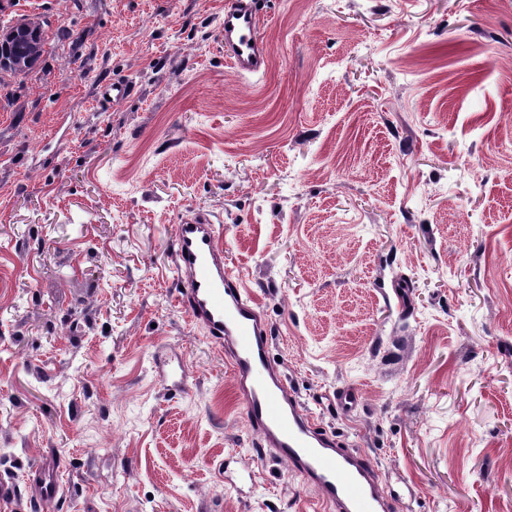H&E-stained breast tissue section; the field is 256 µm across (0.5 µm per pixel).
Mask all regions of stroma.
Masks as SVG:
<instances>
[{
	"mask_svg": "<svg viewBox=\"0 0 512 512\" xmlns=\"http://www.w3.org/2000/svg\"><path fill=\"white\" fill-rule=\"evenodd\" d=\"M224 2L0 0V26L48 21L42 64L0 77V512H32L49 453L39 512H314L175 303L196 212L395 512H512V0H261L244 76ZM111 80L130 97L98 104ZM155 357L162 364L164 375L171 385L184 391L188 376L183 357L167 350H159ZM33 474V496L37 501L51 502L55 500L61 491L58 474L60 463L56 455H46L36 465L31 467Z\"/></svg>",
	"mask_w": 512,
	"mask_h": 512,
	"instance_id": "1",
	"label": "stroma"
}]
</instances>
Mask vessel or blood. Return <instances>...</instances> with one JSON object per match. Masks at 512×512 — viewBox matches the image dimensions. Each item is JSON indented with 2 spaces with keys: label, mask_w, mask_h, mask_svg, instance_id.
<instances>
[{
  "label": "vessel or blood",
  "mask_w": 512,
  "mask_h": 512,
  "mask_svg": "<svg viewBox=\"0 0 512 512\" xmlns=\"http://www.w3.org/2000/svg\"><path fill=\"white\" fill-rule=\"evenodd\" d=\"M258 3L226 0L224 5V57L240 74L266 67ZM130 94L127 82L114 81L101 85L99 100L112 105ZM175 234L177 304L223 347L260 447L287 462L289 472L315 490L323 512H390L392 497L371 455L322 430L272 358L268 320L241 273L225 265L220 227L206 215H190L177 224ZM155 357L171 385L185 388L183 357L165 350ZM31 471L34 498L55 500L61 491L56 455H46Z\"/></svg>",
  "instance_id": "b4317fda"
}]
</instances>
